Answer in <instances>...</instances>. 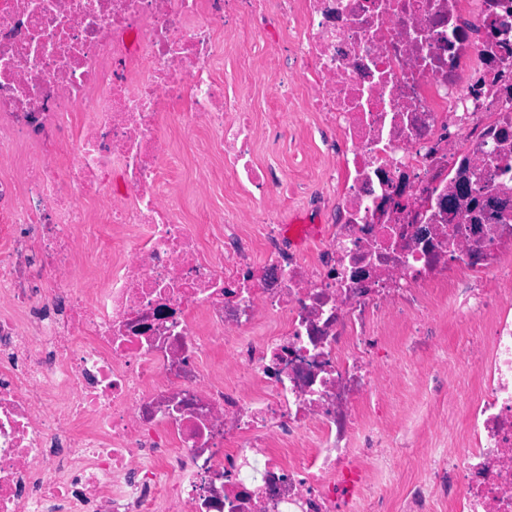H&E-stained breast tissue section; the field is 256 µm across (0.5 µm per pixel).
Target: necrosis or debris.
<instances>
[{
	"label": "necrosis or debris",
	"instance_id": "1",
	"mask_svg": "<svg viewBox=\"0 0 512 512\" xmlns=\"http://www.w3.org/2000/svg\"><path fill=\"white\" fill-rule=\"evenodd\" d=\"M246 25L334 135L312 254L253 159L295 128L214 72ZM172 127L249 184L247 229L184 222ZM442 291L465 335L423 372ZM457 369L463 431L397 485L395 391ZM443 502L512 512V0H0V512Z\"/></svg>",
	"mask_w": 512,
	"mask_h": 512
}]
</instances>
